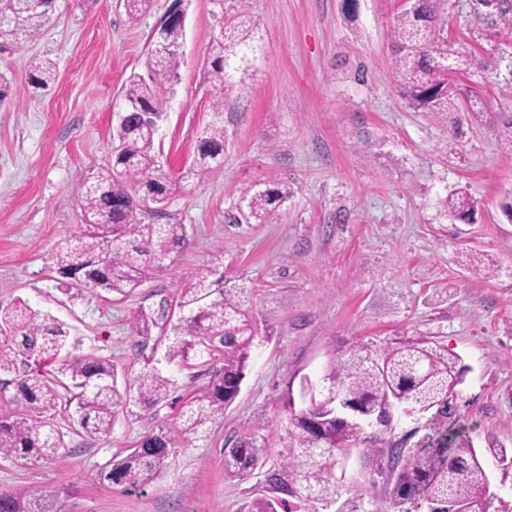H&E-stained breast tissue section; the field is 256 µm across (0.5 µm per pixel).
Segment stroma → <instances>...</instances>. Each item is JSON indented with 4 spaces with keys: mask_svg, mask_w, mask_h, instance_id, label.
Returning a JSON list of instances; mask_svg holds the SVG:
<instances>
[{
    "mask_svg": "<svg viewBox=\"0 0 512 512\" xmlns=\"http://www.w3.org/2000/svg\"><path fill=\"white\" fill-rule=\"evenodd\" d=\"M172 0L130 17L124 0H55L49 22L22 45L0 44L12 94L0 104V302L26 300L71 330L72 356L95 353L134 380L155 369L191 395L220 368L168 363L159 331L138 336L139 309L173 307L181 280L224 251V269L259 287L251 312L263 342L234 401L205 438L178 449L153 484L129 490L100 482L150 423L127 414L110 438L84 433L72 407L56 423L65 446L48 461L0 457V491L58 486L59 512H241L267 496L264 477L224 475V450L265 437L274 466L290 445L287 401L318 381L330 356L359 342L422 334L468 368L458 399L477 449H512V92L466 77L473 111L456 97L447 111L410 107L395 82L393 23L405 0H244L257 24V70L224 107L220 167L176 187L160 223L186 228L184 247L131 297L61 284L52 253L81 227L82 173L112 151L126 79L142 71L149 36ZM179 83L155 136L174 172L191 168L199 133L212 122L205 64L219 27L211 0H186ZM56 64L47 88L28 84V61ZM288 185L271 224H229L239 197L257 185ZM467 188L472 223L443 213Z\"/></svg>",
    "mask_w": 512,
    "mask_h": 512,
    "instance_id": "35a3bbf8",
    "label": "stroma"
}]
</instances>
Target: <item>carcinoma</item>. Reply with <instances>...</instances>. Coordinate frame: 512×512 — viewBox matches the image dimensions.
I'll use <instances>...</instances> for the list:
<instances>
[{"instance_id":"obj_1","label":"carcinoma","mask_w":512,"mask_h":512,"mask_svg":"<svg viewBox=\"0 0 512 512\" xmlns=\"http://www.w3.org/2000/svg\"><path fill=\"white\" fill-rule=\"evenodd\" d=\"M449 0H413L397 16L395 79L415 109L448 106L460 91L458 80L474 66L512 89V52L500 47L501 30L512 33V0H484L474 12L472 29L486 41L485 58L475 48L448 41L445 10ZM220 19L218 52L208 61L214 120L197 142L195 170L221 164L224 153V100L248 89L257 60L256 23L240 0H213ZM52 0H0V42L18 44L40 33L50 19ZM185 28L162 19L151 33L146 74H132L122 88L120 108L135 113L113 131L111 162L83 175L82 232L59 244L52 254L56 272L76 286L101 288L127 297L159 269L186 239L182 224H157L149 216L162 210L178 178L160 164L155 132L140 114L159 121L174 94ZM54 64L41 57L29 62V84L44 89L54 81ZM288 188L250 189L228 214L230 224H271L288 198ZM445 212L467 223L474 201L464 191L443 201ZM256 289L224 276V250L192 269L177 290L179 317L161 327L169 361L188 364L204 357L223 366L210 376L175 417L148 430L127 455L112 459L100 472L110 485L144 488L167 467L170 455L206 432L238 395L258 346L259 328L249 311ZM70 330L46 312L18 299L0 305V374L15 387L10 409L0 414V456L29 462L53 458L64 447L54 422L62 382L76 390L78 424L90 435L112 434L120 412L132 402L146 412L168 400L170 379L155 370L119 388L111 361L94 353L64 360ZM466 367L448 348L426 336L399 335L379 343H358L334 355L304 408L291 410V445L277 466L264 469L266 439L251 434L224 449V475L241 479L264 470L272 495L258 498L248 512H303L327 498L336 512H378L367 490L338 475L358 455L383 479L393 512H487L489 476L483 454L466 434L456 402ZM426 418L428 433L408 444L418 428L398 436L394 420L409 414ZM57 487L0 492V512H56Z\"/></svg>"}]
</instances>
